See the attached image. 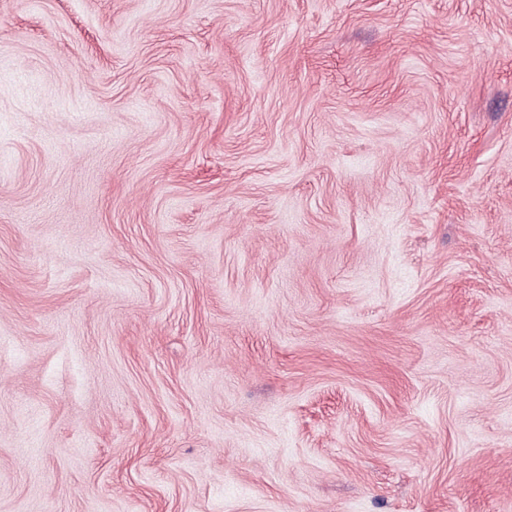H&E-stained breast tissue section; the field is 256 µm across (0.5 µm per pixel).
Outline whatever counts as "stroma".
Masks as SVG:
<instances>
[{
	"label": "stroma",
	"instance_id": "stroma-1",
	"mask_svg": "<svg viewBox=\"0 0 512 512\" xmlns=\"http://www.w3.org/2000/svg\"><path fill=\"white\" fill-rule=\"evenodd\" d=\"M0 512H512V0H0Z\"/></svg>",
	"mask_w": 512,
	"mask_h": 512
}]
</instances>
